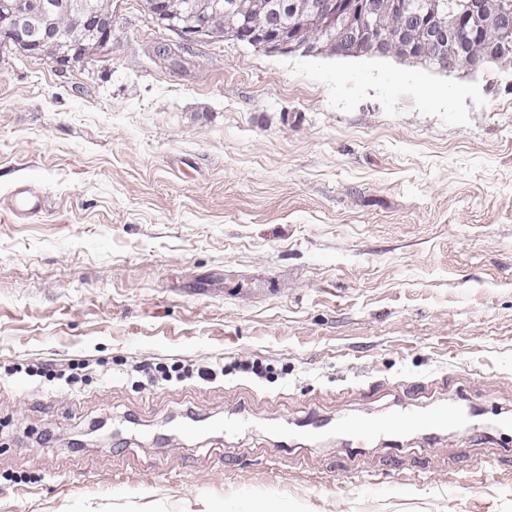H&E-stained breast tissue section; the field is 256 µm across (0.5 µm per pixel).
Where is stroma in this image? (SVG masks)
Segmentation results:
<instances>
[{
  "mask_svg": "<svg viewBox=\"0 0 512 512\" xmlns=\"http://www.w3.org/2000/svg\"><path fill=\"white\" fill-rule=\"evenodd\" d=\"M112 9L84 66L0 47V512H512V430L337 443L402 403L512 417V65L185 49ZM42 196L27 185L18 186L13 191L12 212L17 216L36 214L43 208Z\"/></svg>",
  "mask_w": 512,
  "mask_h": 512,
  "instance_id": "1",
  "label": "stroma"
}]
</instances>
